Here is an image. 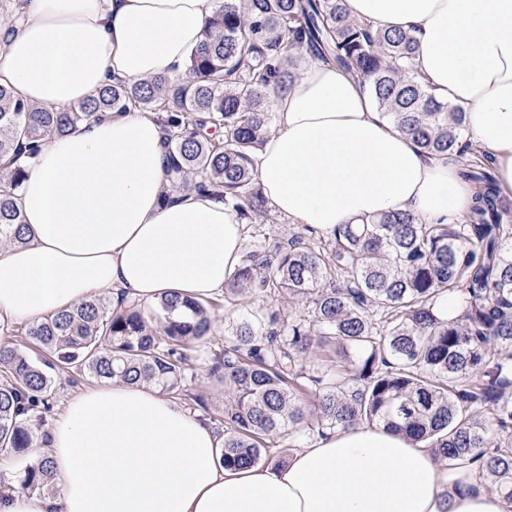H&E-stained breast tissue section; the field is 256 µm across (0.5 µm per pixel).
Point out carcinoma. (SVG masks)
Instances as JSON below:
<instances>
[{
	"mask_svg": "<svg viewBox=\"0 0 512 512\" xmlns=\"http://www.w3.org/2000/svg\"><path fill=\"white\" fill-rule=\"evenodd\" d=\"M299 46L364 81L378 107L427 154L471 162L461 176L476 192L463 224H419L391 211L283 240L269 235L241 255L224 295L179 292L146 310L120 314L108 298L82 301L21 335L64 368L96 379L186 391L192 345L211 336L213 313L247 296L286 298L281 317L224 316V348L210 376L224 385L219 462L226 469L269 463L279 443L360 424L426 440L450 471L475 468L482 487L512 512V224L488 156L461 142L462 107L436 99L411 68L415 40L352 17L345 0H240L206 24L184 77L119 80L66 109L34 107L0 86V244L25 241L15 198L40 143L104 112H151L166 128L180 185L224 201L253 224L266 215L254 159L265 143L274 98L297 76L288 48ZM454 295V318L436 313ZM53 397L45 369L0 346V455L21 456L44 426ZM55 479L43 456L23 488Z\"/></svg>",
	"mask_w": 512,
	"mask_h": 512,
	"instance_id": "obj_1",
	"label": "carcinoma"
}]
</instances>
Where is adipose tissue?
Segmentation results:
<instances>
[{
	"mask_svg": "<svg viewBox=\"0 0 512 512\" xmlns=\"http://www.w3.org/2000/svg\"><path fill=\"white\" fill-rule=\"evenodd\" d=\"M224 0H22L0 28V85L25 103L67 107L115 79L182 76ZM351 15L412 35L413 69L466 112L498 188L512 197V0H346ZM256 168L291 223L330 230L402 210L461 224L474 187L464 158L428 155L367 86L304 65L275 99ZM161 122L106 112L48 140L17 196L28 241L0 246V320L38 322L92 298H206L235 272L247 227L223 202L176 190ZM32 459L51 492L5 491L0 512H505L468 472L453 486L433 448L361 425L292 450L287 466L228 470L223 437L147 384L102 381L72 396Z\"/></svg>",
	"mask_w": 512,
	"mask_h": 512,
	"instance_id": "1",
	"label": "adipose tissue"
}]
</instances>
